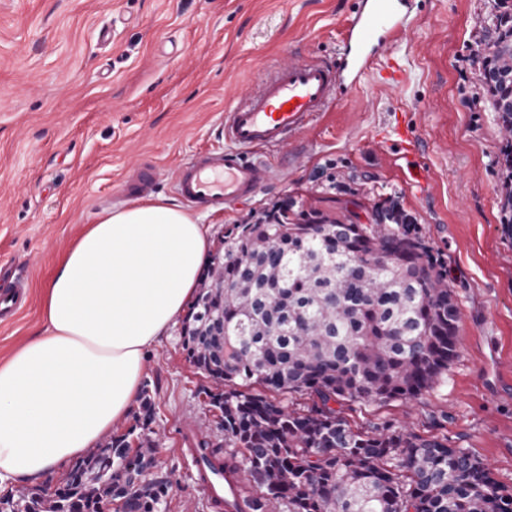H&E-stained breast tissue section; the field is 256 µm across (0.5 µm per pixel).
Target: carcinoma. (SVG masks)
Here are the masks:
<instances>
[{"label": "carcinoma", "instance_id": "carcinoma-1", "mask_svg": "<svg viewBox=\"0 0 512 512\" xmlns=\"http://www.w3.org/2000/svg\"><path fill=\"white\" fill-rule=\"evenodd\" d=\"M496 39L477 63L509 78L486 88L503 140L501 231L512 240V0H496ZM393 226H387V223ZM183 320V350L221 413L224 463L245 468L246 512H512V488L446 434L348 417L366 404L419 398L458 358L460 310L448 271L407 219L388 208L376 224H346L280 207L224 236ZM303 393L296 407L287 395ZM154 401L144 389L135 425L115 435L112 462L93 453L60 492L0 497V512H163L171 485L140 477L150 454Z\"/></svg>", "mask_w": 512, "mask_h": 512}]
</instances>
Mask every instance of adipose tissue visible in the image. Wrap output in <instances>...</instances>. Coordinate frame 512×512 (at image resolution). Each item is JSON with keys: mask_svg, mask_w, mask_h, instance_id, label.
Returning <instances> with one entry per match:
<instances>
[{"mask_svg": "<svg viewBox=\"0 0 512 512\" xmlns=\"http://www.w3.org/2000/svg\"><path fill=\"white\" fill-rule=\"evenodd\" d=\"M209 247V227L162 198L87 225L41 288L38 330L0 363V482L64 476L111 437Z\"/></svg>", "mask_w": 512, "mask_h": 512, "instance_id": "1", "label": "adipose tissue"}]
</instances>
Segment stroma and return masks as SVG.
I'll use <instances>...</instances> for the list:
<instances>
[{"instance_id": "stroma-1", "label": "stroma", "mask_w": 512, "mask_h": 512, "mask_svg": "<svg viewBox=\"0 0 512 512\" xmlns=\"http://www.w3.org/2000/svg\"><path fill=\"white\" fill-rule=\"evenodd\" d=\"M363 0H0V266L25 283L26 304L0 322V360L39 324V293L84 225L125 208L119 184L141 161L159 169L153 198L178 202V167L224 146V115L277 64H338V35ZM418 22L393 57V92L369 78L284 150L260 156L272 180L230 208L195 210L218 252L233 225L282 202L294 211L368 223L397 202L448 269L461 310L459 356L419 399L361 407L449 440L512 488V241L501 234L497 114L477 74L476 49L495 0H414ZM405 120L406 152L388 127ZM155 399L157 477L176 475L165 512H212L188 454L223 448L212 382L186 358L180 326L146 352Z\"/></svg>"}]
</instances>
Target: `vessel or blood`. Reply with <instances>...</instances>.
Here are the masks:
<instances>
[{
	"mask_svg": "<svg viewBox=\"0 0 512 512\" xmlns=\"http://www.w3.org/2000/svg\"><path fill=\"white\" fill-rule=\"evenodd\" d=\"M410 0H368L348 25L339 47L340 63L288 60L276 65L259 89L240 100L224 119L221 151L197 154L181 165L176 187L195 207H232L254 196L266 184L271 168L246 158V151L285 148L291 137L307 129L334 103L340 88L354 89L378 66L389 64L395 45L409 29ZM158 170L141 163L121 184V197H142L154 185ZM197 479L210 503L234 512L242 505L247 486L242 479L225 480L222 471L202 464Z\"/></svg>",
	"mask_w": 512,
	"mask_h": 512,
	"instance_id": "obj_1",
	"label": "vessel or blood"
}]
</instances>
